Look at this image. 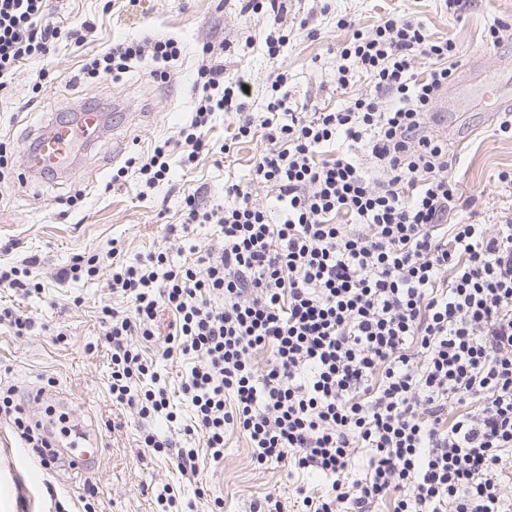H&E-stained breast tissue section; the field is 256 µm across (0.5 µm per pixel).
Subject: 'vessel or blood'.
Wrapping results in <instances>:
<instances>
[{
	"instance_id": "b4317fda",
	"label": "vessel or blood",
	"mask_w": 512,
	"mask_h": 512,
	"mask_svg": "<svg viewBox=\"0 0 512 512\" xmlns=\"http://www.w3.org/2000/svg\"><path fill=\"white\" fill-rule=\"evenodd\" d=\"M108 116L103 112H80L67 121L56 123L38 137L34 148L27 154L24 169L28 174L48 171L75 172L77 151L87 146L106 127ZM47 442L66 459L73 469H85L101 455L99 438L94 429L83 421H76L68 436L58 437L50 424L37 422Z\"/></svg>"
}]
</instances>
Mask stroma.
Here are the masks:
<instances>
[{"instance_id": "stroma-1", "label": "stroma", "mask_w": 512, "mask_h": 512, "mask_svg": "<svg viewBox=\"0 0 512 512\" xmlns=\"http://www.w3.org/2000/svg\"><path fill=\"white\" fill-rule=\"evenodd\" d=\"M243 0H49L50 21L70 28L90 21L84 43L62 39L47 58L26 62L6 90H0V261L20 263L36 257L31 282L39 291L23 294L0 289V309L31 318L37 328L26 336L0 331V388H13L16 399L38 388L46 402L27 406L30 419H82L96 429L103 453L87 472L60 467L43 469L16 436L8 419L0 418V512H162L156 496L169 487L178 512H253L265 494L280 496L292 507L298 486L319 494L320 478H289L288 462L258 465L246 438L229 434L224 459L213 463L202 453V439L185 436L192 417L182 391L185 364L155 357L170 402L179 416L170 424L144 420L135 410L114 403L109 391L112 364L100 332L101 311L122 308L107 281L113 262L134 263L165 252L180 264L215 253L224 240L215 225L198 224L183 234L185 199L196 195L212 208L224 202V185L249 182L253 165L265 147L262 137L236 144L229 154L220 147L238 125V112L214 114L204 130L208 144L192 168H184L180 152L169 158L171 176L146 185L132 158L146 160L155 145L176 136L189 124L195 107L194 80L206 44L224 43V83H249L246 110L253 120L264 117L272 83L282 85L287 107L336 110L345 98L336 92V47L348 38L336 21L344 17L371 30L393 11L423 21L435 36L452 38L462 52L454 81L443 92L448 106V174L458 184L462 202L448 215L452 224H493L512 214V186L501 183L500 171H512V138L496 134L500 114L492 103L464 94L478 81L512 86V46L491 47L485 29L496 22L512 24V0H465L450 14L442 0H288L280 22L288 41L277 57H269L264 38L271 30L267 13L243 12ZM172 37L182 54L156 79L134 68L118 80L71 85L82 60L112 44L145 38ZM124 115L118 127H107L92 144L73 177L25 174L22 164L34 137L52 122L89 107ZM120 181H113L117 169ZM76 205H69V197ZM176 232H167V225ZM100 257L96 276L59 282L57 272L79 255ZM156 433L170 448L157 454L144 448L143 437ZM183 448L200 449L197 473L178 467ZM97 486L89 504L78 495L84 480Z\"/></svg>"}]
</instances>
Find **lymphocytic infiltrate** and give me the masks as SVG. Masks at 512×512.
I'll return each mask as SVG.
<instances>
[{"instance_id":"lymphocytic-infiltrate-1","label":"lymphocytic infiltrate","mask_w":512,"mask_h":512,"mask_svg":"<svg viewBox=\"0 0 512 512\" xmlns=\"http://www.w3.org/2000/svg\"><path fill=\"white\" fill-rule=\"evenodd\" d=\"M46 7L0 0V90L60 39L90 32L87 21L62 30ZM337 25L351 31L336 51L348 104L295 112L274 95L262 122L244 116L233 135L263 136L254 178L275 189L270 206L241 183L225 185L216 208L187 197L183 230L216 225L218 255L176 265L161 252L113 270L107 286L126 307L101 321L112 397L141 418L175 420L143 349L164 309L162 356L189 363L186 431L213 461L236 431L258 464L314 469L325 484L303 497L305 512H512L501 481L512 456V218L449 224L459 189L448 144L422 131L460 51L411 18L389 14L369 32ZM180 55L170 37L124 41L79 74L117 80L138 66L158 76ZM420 57L430 62L421 77ZM359 75L368 88L357 93ZM196 88L189 125L141 164L146 185L167 179L174 150L192 165L209 116L246 96L243 85L225 86L220 47L206 48Z\"/></svg>"}]
</instances>
